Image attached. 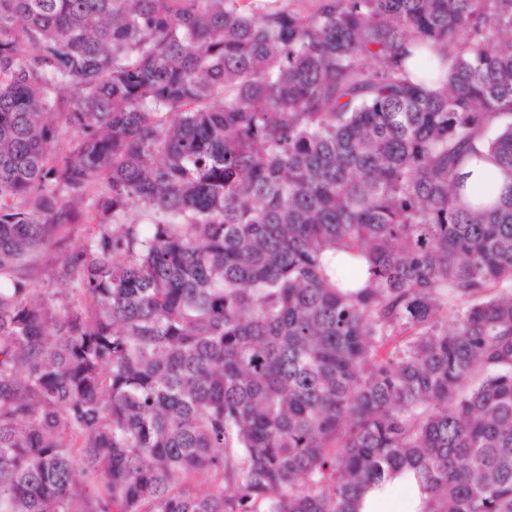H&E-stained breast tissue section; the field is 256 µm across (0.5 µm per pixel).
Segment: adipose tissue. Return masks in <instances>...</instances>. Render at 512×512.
Returning <instances> with one entry per match:
<instances>
[{"mask_svg": "<svg viewBox=\"0 0 512 512\" xmlns=\"http://www.w3.org/2000/svg\"><path fill=\"white\" fill-rule=\"evenodd\" d=\"M428 493L415 469L406 467L387 473L365 486L354 506L355 512H425Z\"/></svg>", "mask_w": 512, "mask_h": 512, "instance_id": "adipose-tissue-1", "label": "adipose tissue"}]
</instances>
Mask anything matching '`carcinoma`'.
<instances>
[{
	"instance_id": "1",
	"label": "carcinoma",
	"mask_w": 512,
	"mask_h": 512,
	"mask_svg": "<svg viewBox=\"0 0 512 512\" xmlns=\"http://www.w3.org/2000/svg\"><path fill=\"white\" fill-rule=\"evenodd\" d=\"M407 466L512 512V0H0V512ZM492 166L489 164L480 167H468L464 170L465 173H470V176L466 180L467 186H471L474 189L482 190L489 183L493 182L497 188L501 181L497 171L492 170Z\"/></svg>"
}]
</instances>
